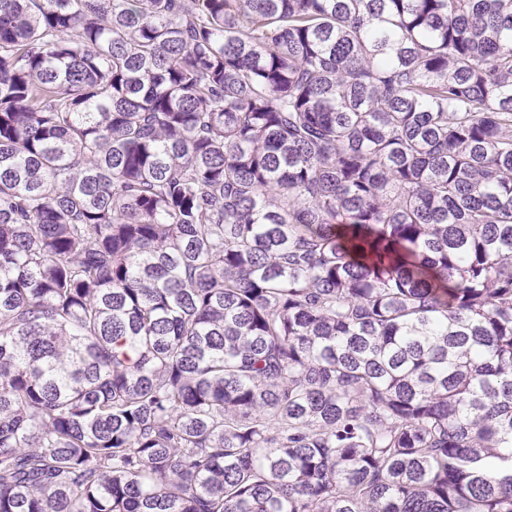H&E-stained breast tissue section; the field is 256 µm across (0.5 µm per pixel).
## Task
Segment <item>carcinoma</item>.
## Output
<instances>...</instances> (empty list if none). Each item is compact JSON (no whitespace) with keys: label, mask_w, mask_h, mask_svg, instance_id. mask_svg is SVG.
Returning a JSON list of instances; mask_svg holds the SVG:
<instances>
[{"label":"carcinoma","mask_w":512,"mask_h":512,"mask_svg":"<svg viewBox=\"0 0 512 512\" xmlns=\"http://www.w3.org/2000/svg\"><path fill=\"white\" fill-rule=\"evenodd\" d=\"M0 512H512V0H0Z\"/></svg>","instance_id":"1"}]
</instances>
